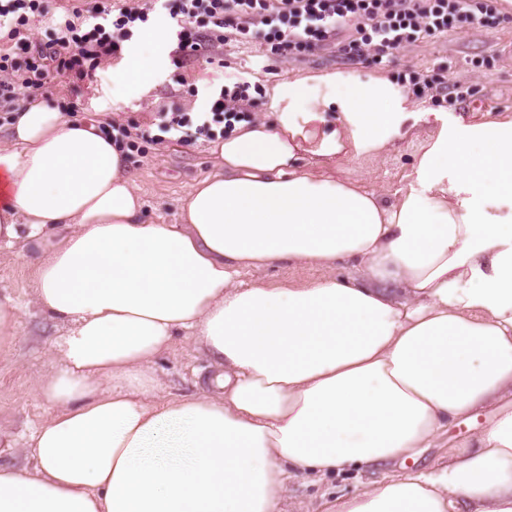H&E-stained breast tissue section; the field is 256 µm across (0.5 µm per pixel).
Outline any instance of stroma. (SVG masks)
Segmentation results:
<instances>
[{"label": "stroma", "instance_id": "stroma-1", "mask_svg": "<svg viewBox=\"0 0 512 512\" xmlns=\"http://www.w3.org/2000/svg\"><path fill=\"white\" fill-rule=\"evenodd\" d=\"M153 53L157 62L151 84L129 92L112 82L119 64L103 62L93 81H79L66 75H51L44 98L78 120H99L111 113L116 124L138 127L144 134L137 151L127 156L128 173L143 202L144 213L153 223L173 224L192 185L214 172L216 157L212 143L198 141L188 147L158 143L154 117L159 112L209 111L211 101L223 82L259 84L252 118L264 117L267 92L277 81L311 73L336 71L374 73L386 78L418 70L443 78L449 91L460 90L466 97L455 104L440 103L448 115L480 117L488 112L512 109V5L502 13L478 24L462 23L447 35L427 37L392 54L377 56L365 47L362 56L347 54L343 45L290 55L283 59L267 51L244 49L235 43L224 47L214 63H189L176 67L171 57V36L165 19L152 20L135 36ZM422 138L396 139L377 158L342 162L337 173L360 181L366 188L389 193L400 187ZM31 269L17 259L13 250L0 249V296L11 297L19 306L17 335L9 348H0V465L20 467L30 434L46 420L53 408L39 393L37 383L49 370L55 342L63 324L39 313L30 288ZM172 397H190L198 391L200 376L210 371V359L191 337L178 334L171 351L153 365ZM377 472L350 471L323 479L298 478L288 484L284 512H321L324 500L349 494L376 480Z\"/></svg>", "mask_w": 512, "mask_h": 512}]
</instances>
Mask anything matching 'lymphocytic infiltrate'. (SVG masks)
<instances>
[{
    "label": "lymphocytic infiltrate",
    "mask_w": 512,
    "mask_h": 512,
    "mask_svg": "<svg viewBox=\"0 0 512 512\" xmlns=\"http://www.w3.org/2000/svg\"><path fill=\"white\" fill-rule=\"evenodd\" d=\"M500 7V0H145L136 7L101 0L89 15L74 7L54 25V40L35 46L29 34L47 16L43 0H0V28L15 42L0 49V72L14 74L0 81V104L42 94L54 72L92 78L104 59L121 55L135 31L159 14L168 18L178 66L213 63L224 52L229 28L237 43L265 46L283 57L330 47L344 34L357 38L351 51L372 44L383 55L460 22L499 14ZM18 49L26 55L20 64L14 59ZM249 89L246 82L221 86L210 116L197 122L186 112L158 113L160 142L217 141L246 120Z\"/></svg>",
    "instance_id": "1"
}]
</instances>
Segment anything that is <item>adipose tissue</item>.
<instances>
[{
  "label": "adipose tissue",
  "instance_id": "adipose-tissue-1",
  "mask_svg": "<svg viewBox=\"0 0 512 512\" xmlns=\"http://www.w3.org/2000/svg\"><path fill=\"white\" fill-rule=\"evenodd\" d=\"M154 73L131 43L112 80ZM269 98V118L216 143L175 224L144 221L100 122L15 112L0 247L34 256V301L66 332L38 384L55 411L34 467L0 466V512H282L290 478L371 468L322 512H512V114L450 117L373 73ZM420 123L434 131L390 198L332 172ZM286 262L318 275L251 278ZM180 333L212 373L162 401L153 364ZM488 405L483 429L418 467Z\"/></svg>",
  "mask_w": 512,
  "mask_h": 512
}]
</instances>
